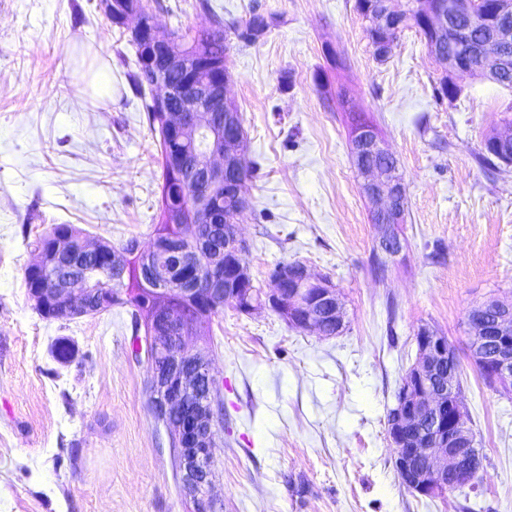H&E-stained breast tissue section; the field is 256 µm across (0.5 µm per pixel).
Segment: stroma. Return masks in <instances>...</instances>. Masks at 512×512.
Segmentation results:
<instances>
[{
  "label": "stroma",
  "mask_w": 512,
  "mask_h": 512,
  "mask_svg": "<svg viewBox=\"0 0 512 512\" xmlns=\"http://www.w3.org/2000/svg\"><path fill=\"white\" fill-rule=\"evenodd\" d=\"M160 2L159 26L189 33L216 14L269 19L229 55L227 97L259 166L240 218L244 261L264 290L277 263H304L335 283L346 312L344 331L325 337L267 309L227 307L187 338L222 386L220 512H512V396L484 384L465 327L472 306L512 299V168L476 161L512 89L463 76L456 100L438 98L416 31L377 61L355 0ZM102 65L108 98L87 86ZM136 70L129 30L98 0H0V512L191 509L149 409V366L130 353L127 309L46 320L24 280L33 241L55 224L117 249L153 241L161 148ZM352 111L378 125L406 187V247L383 276L350 155ZM424 325L456 349L483 456L477 489L436 498L401 484L386 432ZM61 339L75 347L71 363L53 356Z\"/></svg>",
  "instance_id": "stroma-1"
}]
</instances>
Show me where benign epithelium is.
<instances>
[{"label":"benign epithelium","instance_id":"obj_1","mask_svg":"<svg viewBox=\"0 0 512 512\" xmlns=\"http://www.w3.org/2000/svg\"><path fill=\"white\" fill-rule=\"evenodd\" d=\"M108 19L124 25L135 20L132 40L140 45L150 78L153 98L163 112L168 137L184 146L180 158L191 155L190 168H182L195 185L190 203V234L156 238L147 250L136 245L131 253L113 255L122 267L136 257L155 291L170 290L206 309L232 307L249 314L258 307L276 313L291 326L322 330L331 321L336 333L344 328V306L336 285L313 275L302 263H294L274 280L273 287L255 298L249 289L250 274L241 255L247 244L238 236L237 223L247 204L233 215H220V199L245 171L244 140L236 131V111L226 99L232 80L224 65L186 43L173 33L158 30L153 12L144 0H100ZM472 0H422L414 12L428 32V51L441 76L450 78L467 71L470 56L478 57L481 68L496 71L506 57L498 43L512 38V0H498L484 16L492 38L473 42L458 55L447 50L457 41L453 22L470 12ZM372 32L384 34L399 26L403 10L390 0L366 10ZM495 135L505 165L512 163V124ZM361 192L376 218L377 251L399 255L406 246L400 224L404 222L406 189L395 155L375 127L357 132L350 143ZM382 157L390 166L373 163ZM208 277H203L204 269ZM469 356L498 392L512 394V301L490 298L467 313ZM417 358L406 370L396 406L388 421V436L394 446V466L401 483L425 497H438L460 475L479 471L475 442L466 430L463 397L457 389L459 360L448 337L437 328L422 326L416 334ZM165 359L153 363L151 387L160 391L152 401V412L171 433L177 451L182 486L193 512H216L211 495L214 482L213 453L224 417L215 412L221 386L209 363L176 336L164 345Z\"/></svg>","mask_w":512,"mask_h":512}]
</instances>
